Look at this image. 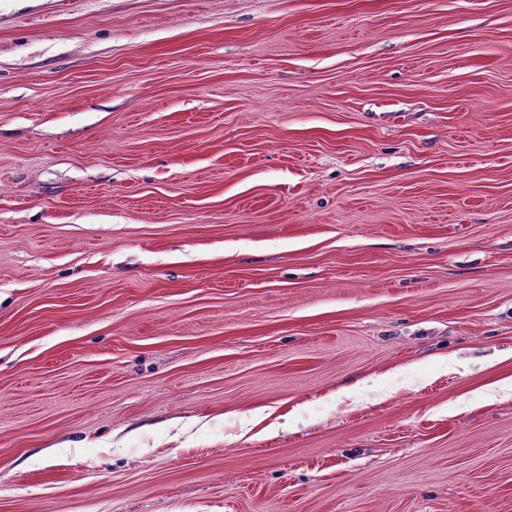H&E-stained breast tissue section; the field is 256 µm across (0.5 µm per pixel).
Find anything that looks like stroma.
Instances as JSON below:
<instances>
[{"label": "stroma", "instance_id": "stroma-1", "mask_svg": "<svg viewBox=\"0 0 512 512\" xmlns=\"http://www.w3.org/2000/svg\"><path fill=\"white\" fill-rule=\"evenodd\" d=\"M509 377L512 0H0V512H512Z\"/></svg>", "mask_w": 512, "mask_h": 512}]
</instances>
